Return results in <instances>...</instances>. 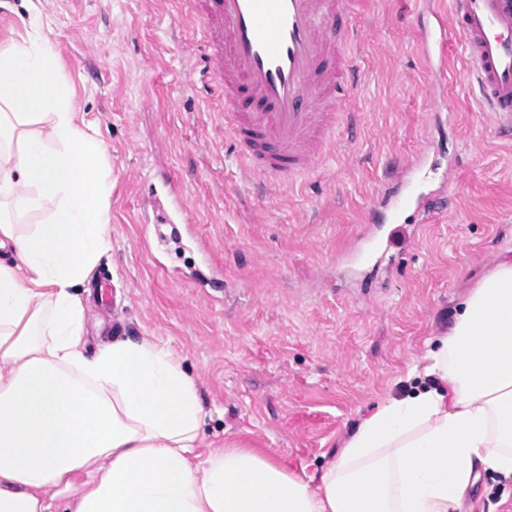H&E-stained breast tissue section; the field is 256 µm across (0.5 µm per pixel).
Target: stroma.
I'll return each instance as SVG.
<instances>
[{"mask_svg":"<svg viewBox=\"0 0 512 512\" xmlns=\"http://www.w3.org/2000/svg\"><path fill=\"white\" fill-rule=\"evenodd\" d=\"M416 0H365L346 107L354 117L296 184L249 174L190 0H0V48L46 34L97 127L112 179L110 251L85 298L90 347L153 337L207 412L205 443L324 466L406 373L476 274L512 243V135L477 101L450 34L443 70L418 49ZM426 154L425 217L391 223L386 171ZM464 512H512L493 474Z\"/></svg>","mask_w":512,"mask_h":512,"instance_id":"stroma-1","label":"stroma"}]
</instances>
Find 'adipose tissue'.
Instances as JSON below:
<instances>
[{"mask_svg":"<svg viewBox=\"0 0 512 512\" xmlns=\"http://www.w3.org/2000/svg\"><path fill=\"white\" fill-rule=\"evenodd\" d=\"M0 102V512H461L481 473L512 481V246L409 369L413 391L379 401L327 466L207 448L168 349L84 340L112 182L49 41L0 50Z\"/></svg>","mask_w":512,"mask_h":512,"instance_id":"obj_1","label":"adipose tissue"}]
</instances>
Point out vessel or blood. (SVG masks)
Segmentation results:
<instances>
[{"label": "vessel or blood", "mask_w": 512, "mask_h": 512, "mask_svg": "<svg viewBox=\"0 0 512 512\" xmlns=\"http://www.w3.org/2000/svg\"><path fill=\"white\" fill-rule=\"evenodd\" d=\"M202 18L213 82L224 89V130L250 172L296 178L331 145L345 115L348 48L360 34L335 27L353 0H205ZM450 25L425 30L426 59L444 49L449 28L463 37L471 75L497 120L512 128V0H451ZM425 157H408L389 188L394 218L428 210Z\"/></svg>", "instance_id": "b4317fda"}]
</instances>
